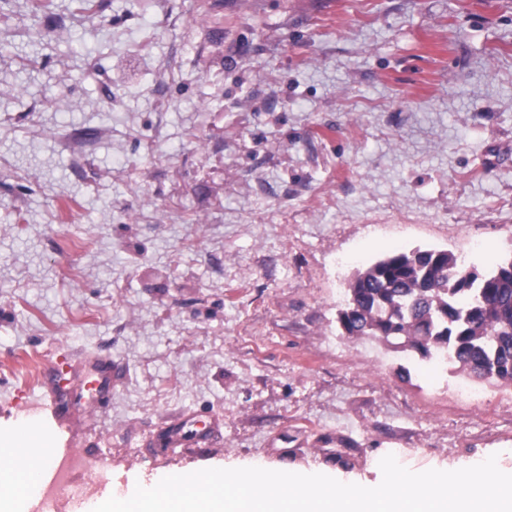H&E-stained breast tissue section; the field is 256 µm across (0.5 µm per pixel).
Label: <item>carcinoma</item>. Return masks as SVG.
<instances>
[{
	"label": "carcinoma",
	"instance_id": "obj_1",
	"mask_svg": "<svg viewBox=\"0 0 512 512\" xmlns=\"http://www.w3.org/2000/svg\"><path fill=\"white\" fill-rule=\"evenodd\" d=\"M339 322L348 336L423 358L446 350L461 371L512 384V256L480 271L442 249L386 254L356 271Z\"/></svg>",
	"mask_w": 512,
	"mask_h": 512
}]
</instances>
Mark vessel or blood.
Returning <instances> with one entry per match:
<instances>
[{
  "label": "vessel or blood",
  "mask_w": 512,
  "mask_h": 512,
  "mask_svg": "<svg viewBox=\"0 0 512 512\" xmlns=\"http://www.w3.org/2000/svg\"><path fill=\"white\" fill-rule=\"evenodd\" d=\"M120 374L111 356H84L58 365L43 368L38 374V384L44 393V401L57 424L63 425L88 411L102 407L112 396V388ZM190 417H183L169 426L165 441L177 445L186 438H193L195 444L206 443L211 435L210 428L189 433Z\"/></svg>",
  "instance_id": "1"
}]
</instances>
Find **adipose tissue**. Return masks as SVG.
I'll return each mask as SVG.
<instances>
[{
    "label": "adipose tissue",
    "mask_w": 512,
    "mask_h": 512,
    "mask_svg": "<svg viewBox=\"0 0 512 512\" xmlns=\"http://www.w3.org/2000/svg\"><path fill=\"white\" fill-rule=\"evenodd\" d=\"M35 437L26 427L0 437V445L14 454L13 459L0 461V512H23L22 498L40 483L42 461L31 448Z\"/></svg>",
    "instance_id": "adipose-tissue-1"
}]
</instances>
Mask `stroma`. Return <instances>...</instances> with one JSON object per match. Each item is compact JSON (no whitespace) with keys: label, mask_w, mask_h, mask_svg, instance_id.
I'll return each instance as SVG.
<instances>
[{"label":"stroma","mask_w":512,"mask_h":512,"mask_svg":"<svg viewBox=\"0 0 512 512\" xmlns=\"http://www.w3.org/2000/svg\"><path fill=\"white\" fill-rule=\"evenodd\" d=\"M96 2L0 0V430L52 426L57 357L121 373L52 427L100 474L55 512L212 467L512 471V386L337 323L386 253L512 252V0ZM183 412L210 448L159 444Z\"/></svg>","instance_id":"obj_1"}]
</instances>
